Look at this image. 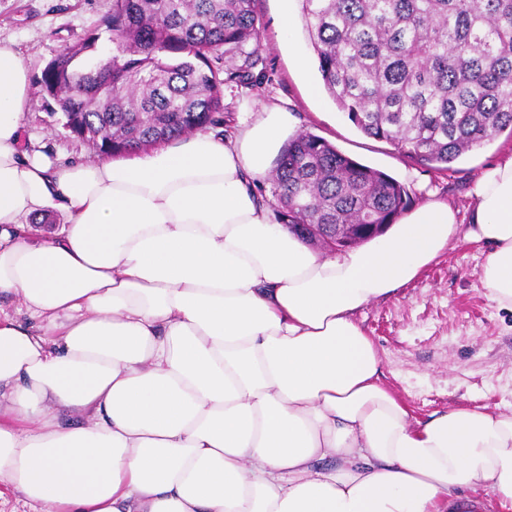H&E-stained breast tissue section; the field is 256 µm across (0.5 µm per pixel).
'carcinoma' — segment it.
Listing matches in <instances>:
<instances>
[{
  "mask_svg": "<svg viewBox=\"0 0 512 512\" xmlns=\"http://www.w3.org/2000/svg\"><path fill=\"white\" fill-rule=\"evenodd\" d=\"M323 85L363 134L446 169L512 130V0H301ZM257 0H112L108 69L91 31L38 81L70 133L104 155L224 125V87L265 77ZM270 182L283 224H392L390 176L303 131Z\"/></svg>",
  "mask_w": 512,
  "mask_h": 512,
  "instance_id": "carcinoma-1",
  "label": "carcinoma"
}]
</instances>
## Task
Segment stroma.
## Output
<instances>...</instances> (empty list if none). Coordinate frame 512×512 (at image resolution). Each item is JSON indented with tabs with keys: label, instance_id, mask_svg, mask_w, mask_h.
Listing matches in <instances>:
<instances>
[{
	"label": "stroma",
	"instance_id": "35a3bbf8",
	"mask_svg": "<svg viewBox=\"0 0 512 512\" xmlns=\"http://www.w3.org/2000/svg\"><path fill=\"white\" fill-rule=\"evenodd\" d=\"M111 7L112 0H0V42L19 51L36 80L79 36L100 26ZM281 8V0H259L267 77L246 89H226L227 130L262 105L277 106L292 114L297 131L323 137L357 162L392 176L406 187L413 205L440 199L467 218L473 183L486 167L512 153V133H499L444 170L404 157L390 143L361 133L328 93L309 97L308 83L320 82L321 76L300 0H292L291 17L306 68H298L280 43ZM23 143L56 164L100 158L64 129L55 103L36 92L28 102ZM487 253L483 243L456 237L413 281L356 315L381 359L384 385L403 400L412 420L424 422L451 407L512 410V310L487 298L480 281Z\"/></svg>",
	"mask_w": 512,
	"mask_h": 512
}]
</instances>
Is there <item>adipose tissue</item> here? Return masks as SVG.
<instances>
[{
    "label": "adipose tissue",
    "mask_w": 512,
    "mask_h": 512,
    "mask_svg": "<svg viewBox=\"0 0 512 512\" xmlns=\"http://www.w3.org/2000/svg\"><path fill=\"white\" fill-rule=\"evenodd\" d=\"M32 84L0 44V484L30 512H483L512 502V412L411 423L357 312L460 231L430 200L367 245L309 248L255 190L294 119L53 164L23 147ZM61 214L40 238L32 218ZM467 239L512 307V154Z\"/></svg>",
    "instance_id": "adipose-tissue-1"
}]
</instances>
